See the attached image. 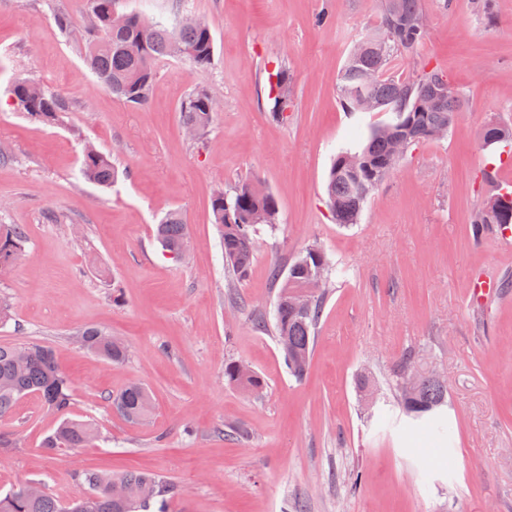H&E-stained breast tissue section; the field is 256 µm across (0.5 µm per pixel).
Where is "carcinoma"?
<instances>
[{"instance_id": "1", "label": "carcinoma", "mask_w": 512, "mask_h": 512, "mask_svg": "<svg viewBox=\"0 0 512 512\" xmlns=\"http://www.w3.org/2000/svg\"><path fill=\"white\" fill-rule=\"evenodd\" d=\"M93 23L84 31L83 60L100 84L112 96L131 108L145 106L157 76L156 64L165 58H186L199 68H206L214 55L213 36L204 21H177L167 26L137 14L119 15L115 0H89ZM424 18L419 0H383L382 16L376 34L368 37L362 48H353L338 81L342 104L350 112H391L393 121L374 126L367 143L356 152L341 151L331 165L326 186L327 203L336 223L358 222L369 195L396 169L398 160L392 153L391 136L398 133L406 138L407 146L436 139L434 131L451 128L461 108L457 91L448 88L435 106L424 112L415 110L417 100L428 94L437 83L448 79L434 69L423 70L409 80L390 74V64L398 57L413 52L424 39L426 29H416ZM17 104L33 119L46 124L60 121L69 102L61 94L31 78H18L10 86ZM216 106L207 90L188 94L181 104V122L196 130L200 140L208 132ZM487 147L512 143V127L490 124L483 132ZM355 158L354 166L344 163ZM81 178L98 186H109L118 178V169L110 156L92 145L84 148L80 168ZM512 201V193L497 194L475 215L474 237L480 227L494 224L506 230L512 219L503 222L505 213L494 209L496 202ZM212 224L224 247V263L241 278L252 266L256 255V232L260 226L274 227L279 206L274 195L250 181L239 184L233 193L219 191L210 199ZM190 238L185 215L179 209L165 214L156 226V239L172 253L181 252ZM26 253V235L22 227L0 224V274L10 270ZM334 268L325 252L316 245L305 248L288 266V276L280 271L273 278L281 281L274 313V333L284 354L291 375L304 376L314 350L317 325L328 296L324 287ZM316 278L323 284L311 302L309 311L300 315L294 311L289 291L298 283ZM81 344L88 351L111 362H121L128 356L125 344L112 339L97 328L79 333ZM418 353L404 351L396 364L391 385L402 409L415 419H437L438 411L448 403V383L419 364ZM416 376L415 387L404 388V373ZM224 379L231 385L254 396H261L264 380L251 370L243 371L235 360L224 366ZM35 395L50 410L63 415L53 434L43 442V450L87 448L98 437L95 425L88 421L66 417L73 401L72 385L57 363L53 350L37 342L21 346L0 344V418L13 413L18 403ZM112 408L126 421L137 424L151 410L149 390L141 383H131L109 396ZM77 480L92 490L67 500L41 490L30 491L24 485L0 497V512H148L152 504L169 492V484L157 475L143 471H128L119 476L82 470ZM123 482L139 493L135 502L116 499L110 484Z\"/></svg>"}]
</instances>
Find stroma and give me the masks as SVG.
I'll return each instance as SVG.
<instances>
[{
	"mask_svg": "<svg viewBox=\"0 0 512 512\" xmlns=\"http://www.w3.org/2000/svg\"><path fill=\"white\" fill-rule=\"evenodd\" d=\"M421 6L425 40L392 74L437 70L463 109L446 138L409 148L348 227L326 205L331 164L392 115L347 112L337 78L377 29L381 0H116L120 14L204 19L214 39L207 68L161 62L138 109L113 98L83 61L88 0H0V224L27 236L26 257L0 275L12 308L0 344L51 347L72 383L70 418L101 431L92 447L46 453L60 418L23 399L0 419V431L21 440L0 451V495L39 483L65 499L84 491L78 471L136 468L173 484L165 512H512V285H502L512 282V229L472 232L476 211L512 181V156L482 139L489 123L512 125V0ZM58 8L71 15V33L54 25ZM283 67L291 82L279 122L269 76ZM19 77L66 95L61 123L23 112L8 93ZM202 88L217 111L193 143L180 105ZM87 141L116 163L112 187L77 180ZM244 181L273 193L279 215L235 285L209 199ZM173 208L191 230L186 257L154 238ZM311 243L341 274L298 381L272 327L255 319L273 318V270L287 271ZM476 275L501 284L479 307L469 296ZM87 327L127 341L129 359L82 348L75 336ZM408 348L448 380L447 443L406 416L389 387ZM231 358L264 378L263 398L226 383ZM362 373L376 385L370 406L356 387ZM133 381L155 403L138 425L107 399Z\"/></svg>",
	"mask_w": 512,
	"mask_h": 512,
	"instance_id": "35a3bbf8",
	"label": "stroma"
}]
</instances>
